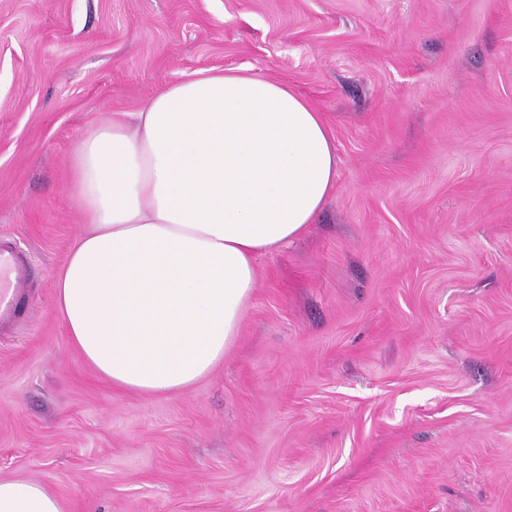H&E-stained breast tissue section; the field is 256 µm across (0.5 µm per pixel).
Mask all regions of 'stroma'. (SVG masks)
Here are the masks:
<instances>
[{
    "mask_svg": "<svg viewBox=\"0 0 512 512\" xmlns=\"http://www.w3.org/2000/svg\"><path fill=\"white\" fill-rule=\"evenodd\" d=\"M234 69L323 112L316 224L176 394L86 365L53 297L90 129ZM0 479L64 512H512V0H0ZM29 265L6 243H0V325L19 314L17 290L28 283Z\"/></svg>",
    "mask_w": 512,
    "mask_h": 512,
    "instance_id": "stroma-1",
    "label": "stroma"
}]
</instances>
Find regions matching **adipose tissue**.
I'll list each match as a JSON object with an SVG mask.
<instances>
[{"mask_svg": "<svg viewBox=\"0 0 512 512\" xmlns=\"http://www.w3.org/2000/svg\"><path fill=\"white\" fill-rule=\"evenodd\" d=\"M322 112L284 83L198 72L89 132L74 155L86 229L54 281L83 361L120 391L187 390L223 361L257 261L300 237L336 189ZM0 512H63L0 479Z\"/></svg>", "mask_w": 512, "mask_h": 512, "instance_id": "ef3b65f1", "label": "adipose tissue"}]
</instances>
